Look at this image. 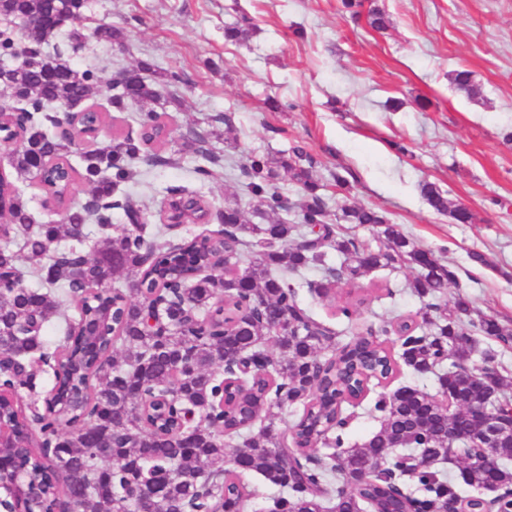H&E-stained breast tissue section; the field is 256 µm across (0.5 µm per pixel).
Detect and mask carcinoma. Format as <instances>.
Instances as JSON below:
<instances>
[{
    "label": "carcinoma",
    "instance_id": "obj_1",
    "mask_svg": "<svg viewBox=\"0 0 512 512\" xmlns=\"http://www.w3.org/2000/svg\"><path fill=\"white\" fill-rule=\"evenodd\" d=\"M364 2L345 5L366 8L369 26L385 29L384 11ZM84 6L85 0H0V17L42 20L38 28L0 30V90L21 104L23 138L10 156L12 176L0 182V218L6 220L0 266L14 268L24 258L38 265L42 283H0V349L10 354L0 369V422L8 425L24 414L19 393L37 386L40 372L28 365L36 353L52 370L58 407L70 418L64 433L41 417L40 435L15 431L0 440L15 449L21 477L37 488L18 507L56 512L69 499L80 512H244L259 495L245 475L256 473L279 488L266 512H448L457 499L455 485L424 458L452 460L450 432L472 428L478 413L506 414L512 381L498 369L497 350H482L480 366L459 361L471 357L479 336L511 345L512 329L473 315L463 295L448 303L454 273L383 212L345 206L336 223H325L327 206L312 160L299 147L293 160L254 157L243 167L255 213L283 209L280 172L299 186L302 201L292 222L279 217L252 224L229 201L220 236L163 248L135 227L141 209L127 197L120 208L129 226L98 237L93 251H85L93 227L110 226L112 195L133 176L129 162L142 146L160 141L163 125L150 105L180 76L170 71L149 80L144 74L153 67L142 60L125 70V84L111 102L118 110L139 107L140 138L86 150L75 167L69 160L75 137L56 129L70 106L91 98L99 79L75 68L60 50L50 55L44 48L59 28L68 29L74 52L89 37L112 42L123 36L121 28L104 25L85 33L78 26ZM253 29L245 18L225 28L224 37L245 42ZM185 138L195 154L215 162L202 131L191 127ZM74 177L91 197L78 207L68 204ZM33 180L63 208L60 221L33 225L24 199ZM421 193L455 222H475L464 207L448 209L434 184H422ZM342 222L378 228L376 245L362 246L343 232ZM402 266L419 269L409 288L425 300L422 323L394 327L384 321L345 343L300 305L292 278L314 267L323 277L309 287L326 294L374 269ZM118 274L154 296L163 332L145 330L141 301L118 291H89L88 283L106 286ZM66 301L77 318L67 325L64 343L22 330L35 318L47 328ZM91 322L99 325L93 340L82 331ZM277 325L283 335L274 338L276 355L239 384L229 365L238 356L266 353ZM392 333L396 348L389 345ZM402 364L416 371L448 365L437 380L451 408L417 388H399L368 408L377 430L352 442L344 406L360 404L371 382L390 378ZM288 408L301 410L291 425V448L277 425ZM321 448L326 453L316 455ZM492 453L487 466L482 449L464 450L459 476L471 487H497L490 507L512 512V441Z\"/></svg>",
    "mask_w": 512,
    "mask_h": 512
}]
</instances>
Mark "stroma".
<instances>
[{"instance_id": "stroma-1", "label": "stroma", "mask_w": 512, "mask_h": 512, "mask_svg": "<svg viewBox=\"0 0 512 512\" xmlns=\"http://www.w3.org/2000/svg\"><path fill=\"white\" fill-rule=\"evenodd\" d=\"M374 3L386 29L344 13L340 0H87L83 26L114 24L124 39H87L71 61L103 83L140 60L182 76L163 92L169 133L155 146L180 165H137L121 186L137 195L148 230L164 224L171 187L203 194L217 209L231 199L248 207L241 166L298 146L314 162L328 223L347 205L383 211L453 271L449 295L465 294L475 312L512 327V0ZM245 17L257 26L249 40L225 41V26ZM456 70L472 72L476 95L453 86ZM270 96L281 110L267 108ZM91 102L107 116L98 142L137 137V106L116 110L104 91ZM190 126L208 132L219 159L210 181L197 180L184 146ZM340 176L348 189L337 187ZM425 181L469 208L475 223L432 209L420 194ZM475 252L486 265L472 261ZM415 275L386 268L359 280V324L417 316L424 302L408 287ZM321 277L304 271L300 302L353 338L337 314L350 287L318 295L310 284Z\"/></svg>"}]
</instances>
